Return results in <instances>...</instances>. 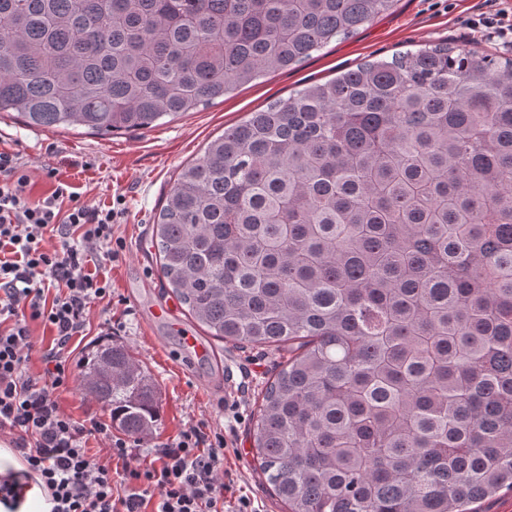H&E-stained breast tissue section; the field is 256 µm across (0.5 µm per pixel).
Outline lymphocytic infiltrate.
<instances>
[{"mask_svg": "<svg viewBox=\"0 0 512 512\" xmlns=\"http://www.w3.org/2000/svg\"><path fill=\"white\" fill-rule=\"evenodd\" d=\"M119 215L82 201L63 181L34 195L19 156L0 150V435L22 464L0 474V512H17L32 483L50 512H224L223 432L192 426L144 453L58 402L71 379L70 340L84 331L92 302L112 295L87 266L117 259ZM35 322L53 335L41 376L27 371ZM93 436L105 457L90 455Z\"/></svg>", "mask_w": 512, "mask_h": 512, "instance_id": "obj_1", "label": "lymphocytic infiltrate"}]
</instances>
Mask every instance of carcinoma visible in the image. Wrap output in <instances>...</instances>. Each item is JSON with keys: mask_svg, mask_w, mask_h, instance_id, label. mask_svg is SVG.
Segmentation results:
<instances>
[{"mask_svg": "<svg viewBox=\"0 0 512 512\" xmlns=\"http://www.w3.org/2000/svg\"><path fill=\"white\" fill-rule=\"evenodd\" d=\"M397 0H0V113L156 127ZM151 247L207 335L288 348L251 452L287 512H476L512 492V58L360 64L224 128ZM81 387L137 439L159 392L102 342Z\"/></svg>", "mask_w": 512, "mask_h": 512, "instance_id": "carcinoma-1", "label": "carcinoma"}]
</instances>
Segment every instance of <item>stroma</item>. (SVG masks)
Segmentation results:
<instances>
[{
    "instance_id": "1",
    "label": "stroma",
    "mask_w": 512,
    "mask_h": 512,
    "mask_svg": "<svg viewBox=\"0 0 512 512\" xmlns=\"http://www.w3.org/2000/svg\"><path fill=\"white\" fill-rule=\"evenodd\" d=\"M483 0H397L348 38L333 41L306 61L261 77L225 96L223 102L189 112L163 125L109 138L79 130L30 129L15 117L0 116V148L18 152L26 163L32 191L52 188L45 168L55 179L69 183L82 199L107 207L115 197L124 200L113 242L122 244L118 261L90 264V272L109 280L111 308L93 304L87 335L76 337L69 354L70 368L100 339L125 345L151 373L160 393L161 424L151 445L176 437L191 426L223 429L224 512H235L240 496H248L255 512H285L263 483L250 452L249 432L267 381L288 358L274 347L240 348L211 341L215 357H199L183 346V331H203L172 295L159 272L150 245L154 219L180 168L200 157L207 143L225 126L245 119L300 88L333 79L357 64L391 57L398 51L440 42L512 55L470 27ZM169 305L168 318L150 320L152 305Z\"/></svg>"
}]
</instances>
